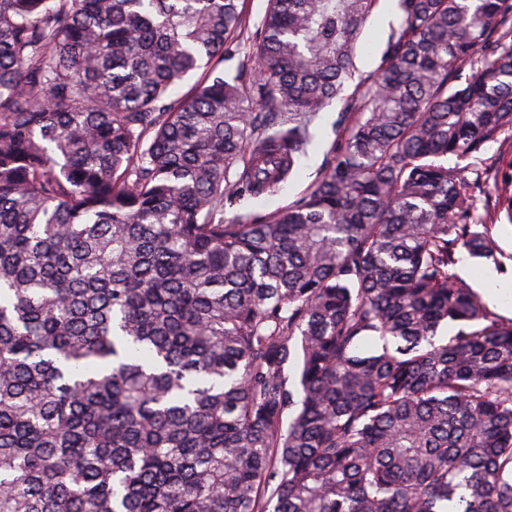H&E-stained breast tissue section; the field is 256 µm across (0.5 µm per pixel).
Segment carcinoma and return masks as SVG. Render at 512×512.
Here are the masks:
<instances>
[{
  "instance_id": "1",
  "label": "carcinoma",
  "mask_w": 512,
  "mask_h": 512,
  "mask_svg": "<svg viewBox=\"0 0 512 512\" xmlns=\"http://www.w3.org/2000/svg\"><path fill=\"white\" fill-rule=\"evenodd\" d=\"M377 3L268 0L232 70L241 0H0V512H512V320L453 271L512 222V0H399L310 191L224 221ZM482 162L499 175L512 174V132L505 133L496 142L485 145L481 155Z\"/></svg>"
}]
</instances>
